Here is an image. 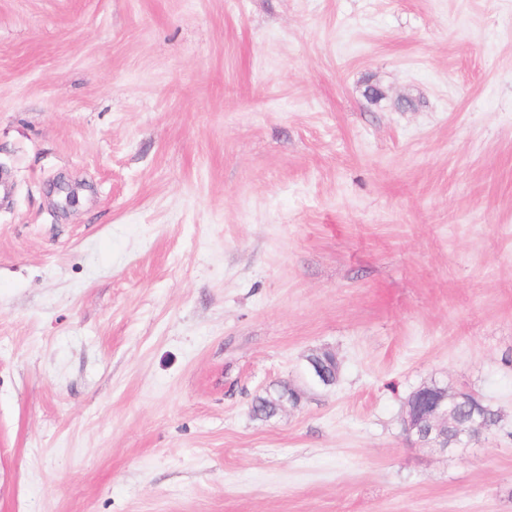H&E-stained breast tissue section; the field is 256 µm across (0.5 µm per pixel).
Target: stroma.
Instances as JSON below:
<instances>
[{
    "instance_id": "1",
    "label": "stroma",
    "mask_w": 512,
    "mask_h": 512,
    "mask_svg": "<svg viewBox=\"0 0 512 512\" xmlns=\"http://www.w3.org/2000/svg\"><path fill=\"white\" fill-rule=\"evenodd\" d=\"M0 512H512V0H0ZM470 398V394L459 392L453 396L436 389L435 386H425L413 393L412 403L404 419V431L408 437H412L414 430L421 437H430L439 432L443 423L448 420V403L454 399ZM471 399V398H470ZM471 405H462L456 408L458 420H465L473 406L482 407V410L492 424H497L499 414L491 407L471 399Z\"/></svg>"
}]
</instances>
